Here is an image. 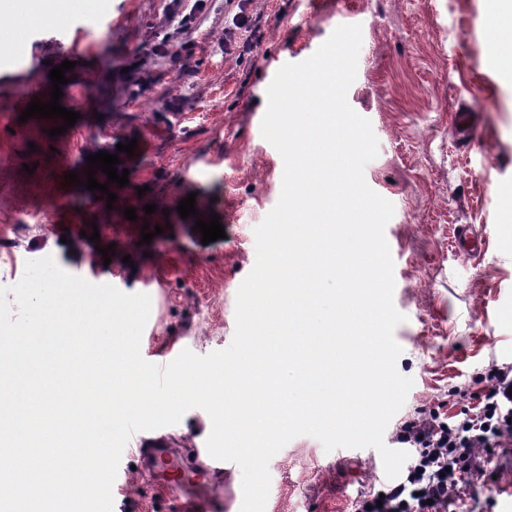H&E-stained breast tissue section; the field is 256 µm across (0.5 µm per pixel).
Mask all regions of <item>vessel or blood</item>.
Masks as SVG:
<instances>
[{
    "mask_svg": "<svg viewBox=\"0 0 512 512\" xmlns=\"http://www.w3.org/2000/svg\"><path fill=\"white\" fill-rule=\"evenodd\" d=\"M130 454L142 478L160 487L171 502L190 497L198 499L200 512H237L243 493L232 480L233 462L215 459L195 443L176 452L163 438L142 431L133 434Z\"/></svg>",
    "mask_w": 512,
    "mask_h": 512,
    "instance_id": "obj_1",
    "label": "vessel or blood"
}]
</instances>
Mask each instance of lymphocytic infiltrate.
<instances>
[{
  "label": "lymphocytic infiltrate",
  "instance_id": "1",
  "mask_svg": "<svg viewBox=\"0 0 512 512\" xmlns=\"http://www.w3.org/2000/svg\"><path fill=\"white\" fill-rule=\"evenodd\" d=\"M473 384L475 416L450 425L431 410L402 424L397 441L411 450L403 475L382 494L356 498L354 512H455L468 487L492 482L512 453V368L490 370Z\"/></svg>",
  "mask_w": 512,
  "mask_h": 512
}]
</instances>
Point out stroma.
<instances>
[{
	"mask_svg": "<svg viewBox=\"0 0 512 512\" xmlns=\"http://www.w3.org/2000/svg\"><path fill=\"white\" fill-rule=\"evenodd\" d=\"M239 0H51L38 26L20 16L0 23V287L23 276L26 261L52 255L65 231L90 209L66 173L90 154L137 141L122 159L131 186L157 208L176 210L189 193L209 197L224 238L202 244L193 220L155 236L137 271L112 262L90 267L58 258L66 272L126 293H145L151 311L140 353L205 356L226 349L236 331V297L256 261L254 229L277 204L284 163L261 134L266 91L285 64L315 53L341 25L362 27L357 75L347 101L367 118L378 155L367 185L390 201L385 235L394 261L395 308L406 315L394 338L396 369L412 378L384 442L421 410L441 421L475 407L472 379L512 367V76L491 60L498 29L491 0H254L255 24L232 29ZM189 40L190 56L154 54L161 39ZM254 41L253 53L242 51ZM72 61L61 106L79 112L65 134L20 121L47 101L49 71ZM176 105L164 111V102ZM103 115L95 125L87 117ZM475 116L458 148L455 112ZM483 238L476 253L454 247L458 226ZM113 512H170L167 497L132 470ZM265 512H351L357 494L386 484L373 448L325 451L301 435L269 462Z\"/></svg>",
	"mask_w": 512,
	"mask_h": 512,
	"instance_id": "35a3bbf8",
	"label": "stroma"
}]
</instances>
